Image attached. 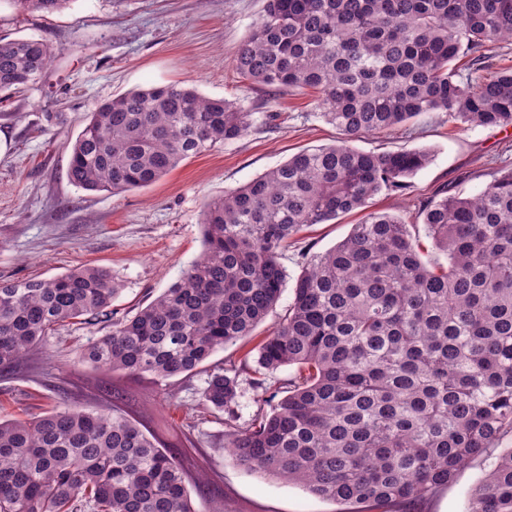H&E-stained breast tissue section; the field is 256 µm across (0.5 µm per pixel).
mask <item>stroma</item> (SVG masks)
<instances>
[{"mask_svg": "<svg viewBox=\"0 0 512 512\" xmlns=\"http://www.w3.org/2000/svg\"><path fill=\"white\" fill-rule=\"evenodd\" d=\"M265 0H71L41 16L0 0V35L48 44L53 60L38 82L0 104V283L46 279L84 266L109 268L121 284L112 307L134 314L174 284L204 250V205L245 185L304 149L339 134L320 116L310 92L273 94L245 88L235 58ZM179 84L200 95L244 105L245 134L181 162L145 189L112 194L74 186L71 145L97 104L138 88ZM371 151L421 149L431 161L410 177V194L377 195L374 210L416 223L418 199L440 190L471 196L493 170L512 167V131L470 126L431 112L392 132L356 138ZM363 218L353 212L304 227L285 251L286 286L252 332L218 349L196 372L164 381L94 368L82 358L109 323L66 325L12 368L0 372V416L25 417L60 406L117 409L140 421L167 452L198 461L202 482L188 489L199 512H352L302 485L248 472L224 446L225 414L204 409L201 393L213 367L240 363L286 314L306 254L324 253ZM291 367L256 389L240 372L235 424L247 426L260 400L281 395ZM487 467L473 461L432 498L426 512H468Z\"/></svg>", "mask_w": 512, "mask_h": 512, "instance_id": "35a3bbf8", "label": "stroma"}]
</instances>
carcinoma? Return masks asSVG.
Masks as SVG:
<instances>
[{"label":"carcinoma","mask_w":512,"mask_h":512,"mask_svg":"<svg viewBox=\"0 0 512 512\" xmlns=\"http://www.w3.org/2000/svg\"><path fill=\"white\" fill-rule=\"evenodd\" d=\"M70 0H13L51 14ZM512 0H265L239 49L249 86L319 94L340 140L303 150L206 204L204 251L169 288L114 318L119 284L102 267L0 283V370L56 327L104 320L89 364L157 380L191 373L252 334L278 301L288 240L356 210L337 246L306 258L287 313L258 346L253 385L296 367L286 395L231 428L224 447L249 472L300 484L357 512H423L465 464H487L469 512H512V168L474 196L440 192L418 208L441 263L414 225L368 211L399 193L425 151L367 152L351 142L434 111L463 124L512 125ZM476 68L453 62L461 49ZM47 44L0 37V96L34 84ZM252 113L179 85L99 104L71 150L68 177L114 194L151 185L180 162L240 137ZM237 381L219 369L204 405L232 411ZM186 471L121 413L63 406L0 419V512H198Z\"/></svg>","instance_id":"cac0c4a2"}]
</instances>
